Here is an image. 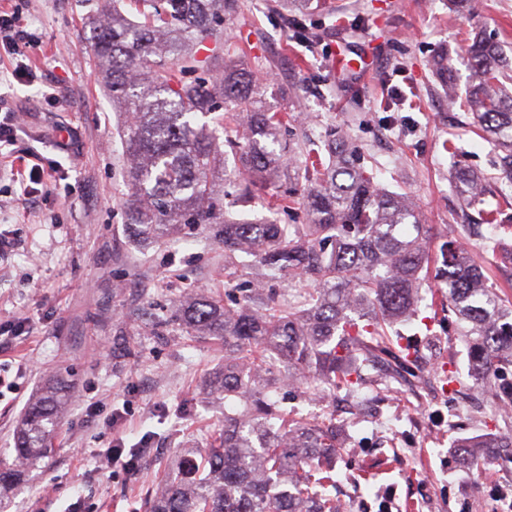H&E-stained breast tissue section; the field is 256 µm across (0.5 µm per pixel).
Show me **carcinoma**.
Segmentation results:
<instances>
[{
	"label": "carcinoma",
	"mask_w": 512,
	"mask_h": 512,
	"mask_svg": "<svg viewBox=\"0 0 512 512\" xmlns=\"http://www.w3.org/2000/svg\"><path fill=\"white\" fill-rule=\"evenodd\" d=\"M130 2L140 21L114 7L91 28L95 65L112 107L125 113V225L141 244L208 225L224 246V265L245 254L288 283L279 297L257 283L228 303L193 295L176 308L174 321L186 333L224 343L212 389L229 407L207 447L182 455L175 476L154 489L147 512H339L335 497L315 490L335 484L336 415L291 418L278 395L311 380L323 398L343 389L359 397L362 370L386 351L388 328L417 316L433 262L462 323L468 376L479 387L497 385L500 406L512 407V301L459 239L433 251L432 225L414 196L379 185L346 131L281 147L296 115L272 110L240 48L217 37L239 0ZM320 3L277 0L275 10L286 21ZM212 38L216 47L199 58L198 46ZM465 55L472 124L498 150L501 179L512 184V94L499 80L504 50L476 32ZM431 67L454 104L448 52ZM220 103L242 128L227 141L238 157L231 174L212 131L196 123ZM452 180L466 206H482L484 223L512 235L500 210L484 207L479 175L454 166ZM283 181L290 188L271 195L269 209L289 207L303 181L307 223L224 217L228 190L245 203ZM67 397L65 382L52 379L29 404L13 458L0 459V498L52 453Z\"/></svg>",
	"instance_id": "carcinoma-1"
}]
</instances>
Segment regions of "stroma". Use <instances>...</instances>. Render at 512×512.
<instances>
[{
  "label": "stroma",
  "instance_id": "obj_1",
  "mask_svg": "<svg viewBox=\"0 0 512 512\" xmlns=\"http://www.w3.org/2000/svg\"><path fill=\"white\" fill-rule=\"evenodd\" d=\"M224 34L262 70L272 109L299 116L295 135L350 129L378 182L411 192L437 235L462 236L477 263L512 298L501 272L497 230H470L455 194L452 164L483 174L487 203L512 216V185L499 180L497 152L448 102L428 67L440 49L464 50L480 30L512 49V0H474L470 15L449 0H327L305 18L319 30L298 37L274 0H241ZM104 0H0L21 11L33 48V82L12 77L14 55L0 48V103L21 127L0 146V453L50 378L72 393L55 451L19 482L0 512H146L168 465L204 447L224 422V401L208 382L224 346L188 336L170 320L187 292L229 299L266 278L258 264L225 270L209 227L143 246L125 226L130 193L121 122L90 55L89 19ZM395 98L392 111L384 99ZM453 142L455 155L442 148ZM43 182L22 195L15 171L31 164ZM381 362L365 371L360 402L345 391L322 400L301 388L280 394L295 416L335 410L334 491L343 512H512V447L462 463L459 442L512 436V416L495 411L467 373L466 348L447 298H425L413 325L397 324ZM455 375L446 383V375ZM139 451L125 470L107 463L109 442Z\"/></svg>",
  "mask_w": 512,
  "mask_h": 512
}]
</instances>
